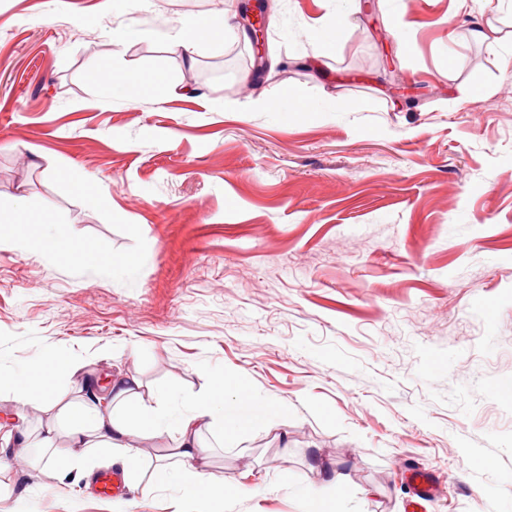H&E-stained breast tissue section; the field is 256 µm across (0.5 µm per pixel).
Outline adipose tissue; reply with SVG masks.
<instances>
[{
  "label": "adipose tissue",
  "instance_id": "1",
  "mask_svg": "<svg viewBox=\"0 0 512 512\" xmlns=\"http://www.w3.org/2000/svg\"><path fill=\"white\" fill-rule=\"evenodd\" d=\"M230 33L220 13L185 17L174 29L175 39L189 58L200 44L223 42ZM86 79L102 98L120 97L134 90L153 94L164 83L158 73L125 72L105 77L97 69L90 70ZM35 212V203L23 196L0 203V226L5 229L0 245L23 249L33 243L44 253L71 256L84 265L105 263V252L77 251L71 238L52 234L33 237L30 224ZM79 369L76 360L50 352L34 360L24 375L0 372V388H10L19 411L36 404L44 410H55L59 421L70 422L66 448L56 447L55 426H47L41 437V463L59 476L76 469L90 470L103 457L112 456L120 460L124 474L132 479L146 474L155 485L181 486L187 494L204 502L229 500L245 495L246 490L239 483L205 471L204 450L199 443L202 429L217 425L226 437L239 439L270 426L285 408L282 402L255 398L241 373L214 378L208 391L169 409L160 407L154 398L145 397L140 380L133 376L121 374L113 378L100 396L93 392L94 379L71 385L70 380ZM172 430L178 434L177 446L151 472H144L140 438Z\"/></svg>",
  "mask_w": 512,
  "mask_h": 512
}]
</instances>
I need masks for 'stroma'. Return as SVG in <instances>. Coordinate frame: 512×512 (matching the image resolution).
<instances>
[{"mask_svg": "<svg viewBox=\"0 0 512 512\" xmlns=\"http://www.w3.org/2000/svg\"><path fill=\"white\" fill-rule=\"evenodd\" d=\"M375 2L382 43L360 0H275L256 82L243 30L191 62L172 37L240 0H0V200L139 262L130 278L0 247V368L53 352L172 406L244 373L287 409L240 442L204 433L210 471L249 490L215 512H307L315 459L343 471L340 512H413L420 471L422 512H512V41L471 35L512 33V6ZM91 69L166 87L103 99ZM291 88L310 111L254 110ZM43 419L19 422L0 512H202L146 478L114 505L34 466ZM58 173L66 182H68L71 185V187L75 191L80 193L85 199V201H87L90 205H103V198L90 190L84 176L80 171L73 168H64L60 170Z\"/></svg>", "mask_w": 512, "mask_h": 512, "instance_id": "1", "label": "stroma"}]
</instances>
